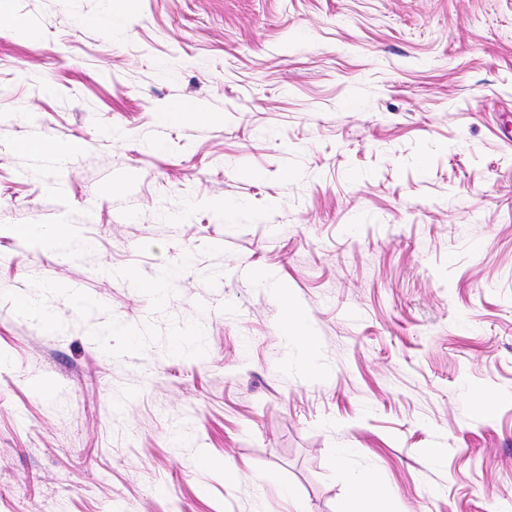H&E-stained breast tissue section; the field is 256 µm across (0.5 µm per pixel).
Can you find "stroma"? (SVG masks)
<instances>
[{
  "label": "stroma",
  "instance_id": "obj_1",
  "mask_svg": "<svg viewBox=\"0 0 512 512\" xmlns=\"http://www.w3.org/2000/svg\"><path fill=\"white\" fill-rule=\"evenodd\" d=\"M119 6L0 0V512H512V0ZM351 486L358 504L357 512H377L376 491L379 484L371 475L363 479H351Z\"/></svg>",
  "mask_w": 512,
  "mask_h": 512
}]
</instances>
